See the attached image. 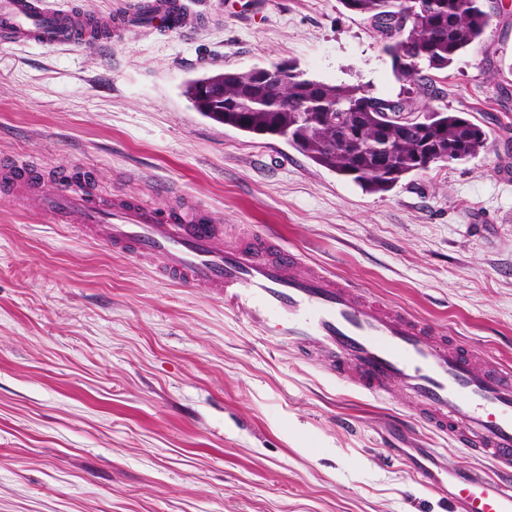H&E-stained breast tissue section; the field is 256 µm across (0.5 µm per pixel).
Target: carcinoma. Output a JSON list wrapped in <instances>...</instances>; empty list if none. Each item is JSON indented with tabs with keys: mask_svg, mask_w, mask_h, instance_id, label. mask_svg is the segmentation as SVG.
I'll use <instances>...</instances> for the list:
<instances>
[{
	"mask_svg": "<svg viewBox=\"0 0 512 512\" xmlns=\"http://www.w3.org/2000/svg\"><path fill=\"white\" fill-rule=\"evenodd\" d=\"M390 41L387 51L399 78L424 81V70L444 71L482 36L488 22L481 0H340ZM185 95L208 119L257 136L284 138L315 164L369 193L444 162H467L487 144L484 130L463 112L418 109L397 98L407 125L376 107L382 98L363 84H330L288 65V79L264 84L248 71L213 72L185 84ZM304 104L305 119L296 105Z\"/></svg>",
	"mask_w": 512,
	"mask_h": 512,
	"instance_id": "carcinoma-1",
	"label": "carcinoma"
}]
</instances>
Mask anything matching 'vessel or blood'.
Segmentation results:
<instances>
[{"instance_id": "vessel-or-blood-1", "label": "vessel or blood", "mask_w": 512, "mask_h": 512, "mask_svg": "<svg viewBox=\"0 0 512 512\" xmlns=\"http://www.w3.org/2000/svg\"><path fill=\"white\" fill-rule=\"evenodd\" d=\"M126 25L192 29L179 0H138ZM89 22L80 12L49 11L43 0H0V40L76 45ZM0 191L35 204L56 224L142 262L162 258L161 275L185 288L204 287L227 312L280 342L325 362L332 376L379 399L401 387L417 420L489 460L491 473L417 471L424 485L447 492L455 512H512V370L477 368L473 350L408 312L359 294L271 234L247 246L223 243L219 224L190 200L164 211L132 197L102 203L87 187L44 186L33 167L0 159Z\"/></svg>"}]
</instances>
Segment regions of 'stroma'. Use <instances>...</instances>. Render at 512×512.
<instances>
[{"instance_id": "35a3bbf8", "label": "stroma", "mask_w": 512, "mask_h": 512, "mask_svg": "<svg viewBox=\"0 0 512 512\" xmlns=\"http://www.w3.org/2000/svg\"><path fill=\"white\" fill-rule=\"evenodd\" d=\"M190 35L0 41V156L46 182L162 211L185 194L226 241L270 231L307 264L512 367V0L424 93L339 0H188ZM294 62L332 84L465 112L487 147L371 194L277 137L203 117L187 80ZM490 470L259 335L206 288L108 251L0 195V512H452L419 484Z\"/></svg>"}]
</instances>
